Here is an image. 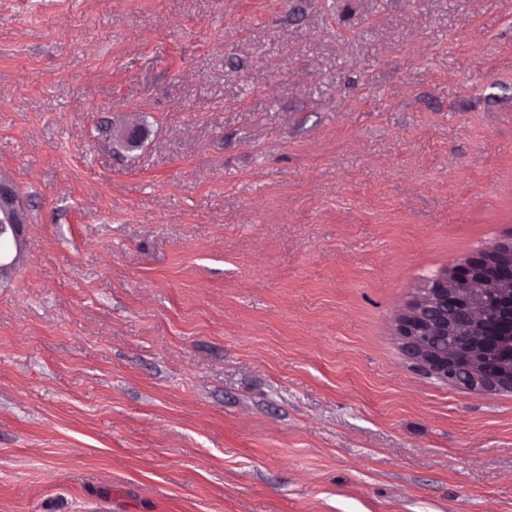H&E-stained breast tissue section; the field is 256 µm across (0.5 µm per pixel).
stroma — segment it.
Listing matches in <instances>:
<instances>
[{"mask_svg": "<svg viewBox=\"0 0 512 512\" xmlns=\"http://www.w3.org/2000/svg\"><path fill=\"white\" fill-rule=\"evenodd\" d=\"M0 175V512H512L396 334L512 234V0H0ZM28 211L13 182L0 176V283L11 280L25 258Z\"/></svg>", "mask_w": 512, "mask_h": 512, "instance_id": "1", "label": "stroma"}]
</instances>
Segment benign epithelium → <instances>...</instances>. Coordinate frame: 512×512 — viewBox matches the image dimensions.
<instances>
[{
    "label": "benign epithelium",
    "instance_id": "obj_1",
    "mask_svg": "<svg viewBox=\"0 0 512 512\" xmlns=\"http://www.w3.org/2000/svg\"><path fill=\"white\" fill-rule=\"evenodd\" d=\"M124 146H140L143 128L130 124L118 133ZM28 211L12 181L0 176V283L12 279L25 258ZM489 281L507 294L508 306L488 342L494 356L463 363L448 345V313H467L476 297L460 290ZM407 355L444 382L486 392L512 391V238L455 264L429 281L396 325Z\"/></svg>",
    "mask_w": 512,
    "mask_h": 512
}]
</instances>
